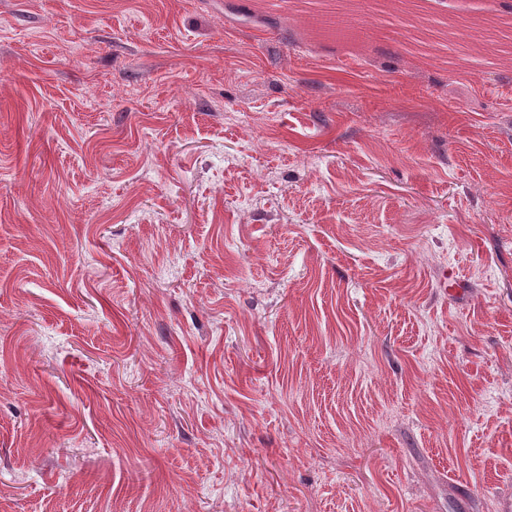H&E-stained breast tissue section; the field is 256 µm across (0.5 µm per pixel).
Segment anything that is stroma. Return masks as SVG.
Wrapping results in <instances>:
<instances>
[{"label": "stroma", "instance_id": "1", "mask_svg": "<svg viewBox=\"0 0 512 512\" xmlns=\"http://www.w3.org/2000/svg\"><path fill=\"white\" fill-rule=\"evenodd\" d=\"M507 26L0 0V512H497Z\"/></svg>", "mask_w": 512, "mask_h": 512}]
</instances>
